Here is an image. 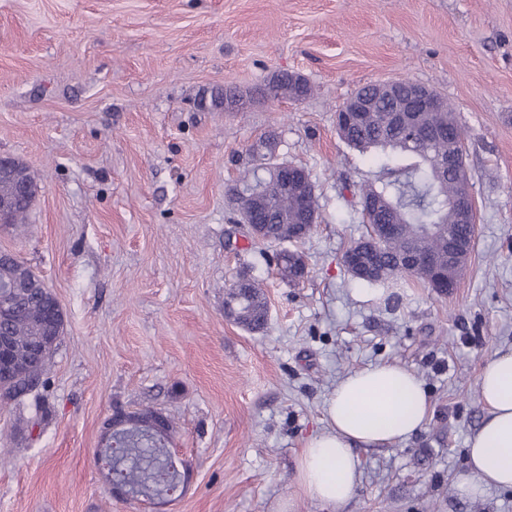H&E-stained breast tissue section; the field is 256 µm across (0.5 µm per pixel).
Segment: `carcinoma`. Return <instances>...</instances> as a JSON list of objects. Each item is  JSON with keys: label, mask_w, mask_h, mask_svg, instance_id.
<instances>
[{"label": "carcinoma", "mask_w": 512, "mask_h": 512, "mask_svg": "<svg viewBox=\"0 0 512 512\" xmlns=\"http://www.w3.org/2000/svg\"><path fill=\"white\" fill-rule=\"evenodd\" d=\"M311 87L305 81L294 80L289 73H279L268 82L261 96L268 100L290 97L295 101L308 97ZM212 105H227V111L238 112L245 108L247 99L233 88L216 90L211 95ZM393 99L380 97L376 111L360 125H353L341 134V138L381 168L376 182L362 186L359 197L373 196L380 200V207L367 224L365 237L353 244L360 250L366 264L365 273L356 279L370 285L389 286L400 280L411 279L439 295H448L458 287L453 274L448 272V235L465 236L471 233L466 224L458 223L457 214L450 199L457 189V178L450 173L440 178L437 168L441 160L448 157V150L464 139V132L454 120L448 104L437 112L414 115V121L423 127L437 124L442 127L444 137L439 140L411 138L401 125L391 119ZM397 152L413 160L404 168L389 167L387 151ZM242 189L261 187L264 206L261 220L264 221V236L270 244L298 242L312 232L314 225L303 229L299 224L300 210L309 206L315 219H320L316 198L303 200L293 190L281 188L280 180L269 173L264 177L251 171L242 180ZM32 199L23 195L15 198L13 224L27 222ZM380 224H391L398 234L385 240L380 246L372 243L373 233ZM415 259L433 256L437 274L424 267L403 261L408 253ZM305 264L302 253L282 249L276 266L279 277L291 284L300 282L298 273ZM27 267L22 261H6L0 256V285L13 281L21 269ZM12 301L21 305L22 314L0 330L6 329L15 339V354L20 362L28 358L29 345L45 334V314L52 298L27 289L20 290ZM224 314L251 332L263 330L267 323L268 308L263 283L243 274L225 290ZM28 392L25 378L16 381L6 379L3 383L4 398H18ZM110 464L113 479L129 489L153 495H168L175 491L178 479L170 461L168 441L136 426L127 433L112 438L102 452Z\"/></svg>", "instance_id": "carcinoma-1"}]
</instances>
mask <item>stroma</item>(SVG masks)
<instances>
[{"instance_id": "obj_1", "label": "stroma", "mask_w": 512, "mask_h": 512, "mask_svg": "<svg viewBox=\"0 0 512 512\" xmlns=\"http://www.w3.org/2000/svg\"><path fill=\"white\" fill-rule=\"evenodd\" d=\"M302 101L213 109L279 72ZM408 79L452 105L477 208L459 287L398 303L353 278L360 185L376 164L336 111L359 87ZM273 139L304 167L321 220L283 282L273 246L237 224L230 189ZM38 185L24 228H0L64 312L36 392L0 409V512H149L112 494L100 452L119 409L174 416L184 477L158 512H327L302 494L305 440L347 374L396 364L431 405L422 430L360 451L334 512H512V489L453 484L485 410L477 377L512 350V0H0V154ZM261 279L263 332L224 315V288ZM224 101L227 102V112H238L244 109L247 103L244 95L233 88H224V90H216L212 93L211 102L213 106L223 107Z\"/></svg>"}]
</instances>
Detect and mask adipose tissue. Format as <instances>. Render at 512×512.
<instances>
[{
	"label": "adipose tissue",
	"mask_w": 512,
	"mask_h": 512,
	"mask_svg": "<svg viewBox=\"0 0 512 512\" xmlns=\"http://www.w3.org/2000/svg\"><path fill=\"white\" fill-rule=\"evenodd\" d=\"M486 409L467 442L466 468L455 491L483 496L512 489V350L495 353L478 377ZM429 403L418 377L399 365L368 366L339 383L326 405L329 427L310 436L299 455L302 492L329 508L349 501L359 484L358 448L392 446L421 430Z\"/></svg>",
	"instance_id": "ef3b65f1"
}]
</instances>
